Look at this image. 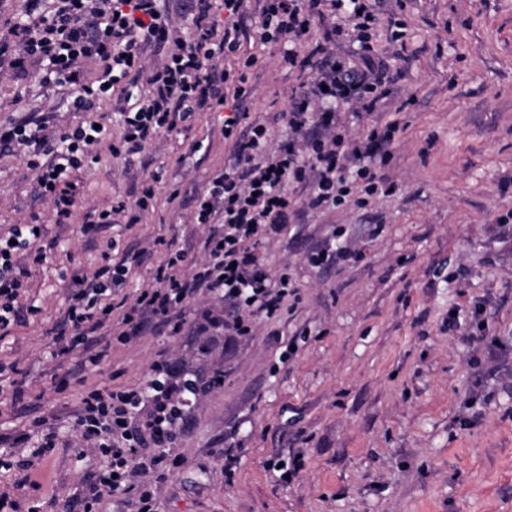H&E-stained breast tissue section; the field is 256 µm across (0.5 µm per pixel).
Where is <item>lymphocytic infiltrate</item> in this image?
I'll return each mask as SVG.
<instances>
[{"label":"lymphocytic infiltrate","instance_id":"obj_1","mask_svg":"<svg viewBox=\"0 0 512 512\" xmlns=\"http://www.w3.org/2000/svg\"><path fill=\"white\" fill-rule=\"evenodd\" d=\"M159 2L54 0L47 13L43 0H19L17 41H0V58L9 57L14 72L26 73L30 62H39L41 81L63 88L72 110L85 115L64 132L44 120L0 125V156L21 150L39 159V192L57 223H71L77 214V171L101 160L98 148L111 132L95 109L114 87H121L122 96L120 143L111 146L112 156L140 152L156 135L176 130L199 112H225L224 137L233 143L223 169L199 197L198 221L212 227L204 260L185 273L183 255L175 253L158 267L156 287L142 289L120 312L112 298L128 273L125 263L84 277L60 322L65 333L57 338V358L78 350L93 364L107 357L108 348L97 347L95 334L110 325L120 341L153 320L178 335L187 306L210 293L220 295L234 313L227 321L203 314L198 332L223 325L249 334L257 318L273 317L288 300V275H271L259 246L294 223L300 210L339 206L350 197L363 205L378 194L375 168L388 163L384 146L399 129L393 120L352 138L337 110L352 101L369 112L387 95L384 69L370 41L378 18L365 0H256L253 38L283 44L281 59L299 76L289 97L288 137L277 144L264 121L249 124L246 135L236 133L244 117L240 105L252 95L249 73L258 63L255 54L241 48L245 0H192L190 38ZM315 25L322 28L320 40L301 50V36ZM345 42L348 54L338 55ZM151 49L162 57L150 64ZM230 54L235 68H218L220 58ZM87 61L101 66L96 80L84 75ZM353 178L361 182V196L352 194ZM295 184L305 188L304 199L293 197ZM154 197L153 181H143L134 204L121 201L95 211L84 229L120 217L137 224ZM54 247L43 225L15 224L0 233L1 330L21 319L31 270L47 263ZM203 392L197 381L179 378L164 361L152 365L141 387H86L72 432L83 452L111 462L84 489L83 512H100L102 501L116 496L130 498L134 512H162L156 484L178 468L173 445L185 427L187 402Z\"/></svg>","mask_w":512,"mask_h":512}]
</instances>
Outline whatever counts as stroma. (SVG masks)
<instances>
[{
    "mask_svg": "<svg viewBox=\"0 0 512 512\" xmlns=\"http://www.w3.org/2000/svg\"><path fill=\"white\" fill-rule=\"evenodd\" d=\"M369 3L389 96L348 131L399 120L380 171L391 192L304 212L262 248L291 293L250 335H197V310L226 309L209 296L187 310L182 335L146 325L86 373L126 389L162 360L208 384L221 376L188 411L181 464L158 486L164 512H512V0ZM393 18L404 24L400 45L389 41ZM243 48L259 56L249 121L287 111L298 75L279 45ZM33 115L60 128L81 118L57 88L0 70V123ZM223 119L196 114L131 157L101 148V162L78 171L83 214L134 202L142 180L161 173L153 207L130 228L55 223L25 155L0 157V232L36 220L56 239L52 260L31 270L33 313L0 331V364L16 367L22 392L0 393V434L37 444L39 416L58 432L26 482L0 467L17 512H81L80 494L107 465L74 442L81 387L73 358L50 359L54 327L103 252L116 263L136 256L122 289L130 300L167 261L157 237L203 258L197 197L232 149ZM328 244L357 256L316 262Z\"/></svg>",
    "mask_w": 512,
    "mask_h": 512,
    "instance_id": "obj_1",
    "label": "stroma"
}]
</instances>
